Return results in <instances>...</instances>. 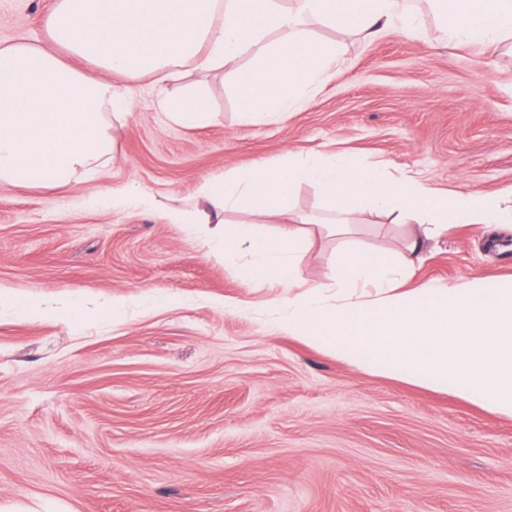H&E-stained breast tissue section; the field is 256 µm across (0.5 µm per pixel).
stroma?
I'll list each match as a JSON object with an SVG mask.
<instances>
[{"instance_id": "1", "label": "stroma", "mask_w": 512, "mask_h": 512, "mask_svg": "<svg viewBox=\"0 0 512 512\" xmlns=\"http://www.w3.org/2000/svg\"><path fill=\"white\" fill-rule=\"evenodd\" d=\"M53 2L0 0V43L43 38ZM408 6L419 35L372 43L309 20L341 63L282 121L242 123L235 77L190 69L212 125L169 124L145 87L103 167L49 192L0 184V512H512V416L288 336V289L162 209L288 152L511 196L512 53L447 41L428 0ZM127 185L155 205L106 202ZM291 203L311 223L301 284L335 301L329 207L307 183ZM353 221L362 248L399 249L390 217ZM488 239L449 226L407 287L512 278Z\"/></svg>"}]
</instances>
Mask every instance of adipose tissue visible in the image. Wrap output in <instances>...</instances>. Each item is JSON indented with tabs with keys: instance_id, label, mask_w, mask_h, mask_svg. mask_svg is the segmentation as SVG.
I'll return each mask as SVG.
<instances>
[{
	"instance_id": "obj_1",
	"label": "adipose tissue",
	"mask_w": 512,
	"mask_h": 512,
	"mask_svg": "<svg viewBox=\"0 0 512 512\" xmlns=\"http://www.w3.org/2000/svg\"><path fill=\"white\" fill-rule=\"evenodd\" d=\"M404 0H56L36 43L0 47V183L40 191L66 187L112 156V121L136 109L135 92L164 90L169 123L192 128L216 115L203 91L169 92L185 66L236 72L246 51L255 67L236 88L239 118L276 122L303 108L339 62L335 48L308 39L306 18L339 33L376 41L390 30L418 29ZM453 41L512 43V0H436ZM315 186L332 206L336 239L329 267L340 295L327 304L319 288L289 301L279 316L290 336L353 365L415 385L452 388L512 416V282L475 278L409 293L396 285L433 234L448 224H506L512 200L476 191L448 192L417 172L390 178L344 154L314 153L278 165L258 163L201 186L205 206L168 207L175 224L211 225L209 242L237 252L257 275L294 285V254L306 231L293 215L291 192ZM393 214L410 230L395 255L353 247L351 216L360 206ZM232 212L237 223L220 224ZM292 216L277 233L253 230L252 216Z\"/></svg>"
}]
</instances>
